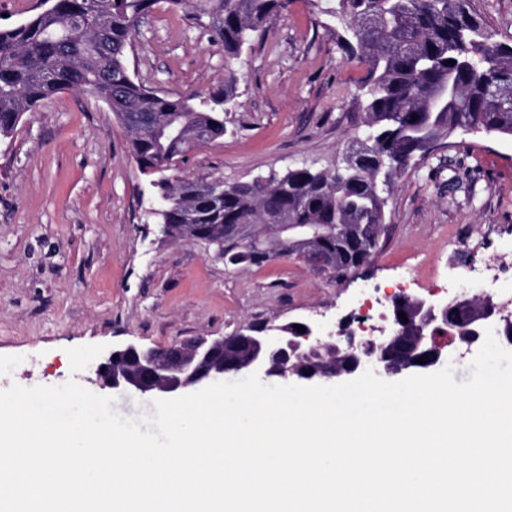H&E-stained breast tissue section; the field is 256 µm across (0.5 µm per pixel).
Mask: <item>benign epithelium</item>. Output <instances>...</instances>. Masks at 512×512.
<instances>
[{
    "label": "benign epithelium",
    "instance_id": "benign-epithelium-1",
    "mask_svg": "<svg viewBox=\"0 0 512 512\" xmlns=\"http://www.w3.org/2000/svg\"><path fill=\"white\" fill-rule=\"evenodd\" d=\"M225 236L242 245L261 246L271 261L290 254L317 257L325 232L310 224H227ZM404 313L402 321L398 313ZM392 326L385 336H365L339 326L302 321L290 333L252 324L230 337H196L164 349L129 344L112 351L96 366L104 389L128 396L167 399L199 391L224 378L258 373L262 380L296 378L318 384L358 377L370 368L384 381L411 373L434 372L450 349L471 347L495 337L512 347V330L502 307L488 296L461 293L451 300L391 298ZM424 357V363L415 360Z\"/></svg>",
    "mask_w": 512,
    "mask_h": 512
}]
</instances>
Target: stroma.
Instances as JSON below:
<instances>
[{
	"label": "stroma",
	"mask_w": 512,
	"mask_h": 512,
	"mask_svg": "<svg viewBox=\"0 0 512 512\" xmlns=\"http://www.w3.org/2000/svg\"><path fill=\"white\" fill-rule=\"evenodd\" d=\"M144 85L223 91L224 49L192 9L156 0L128 53ZM363 70L336 43V21L291 0L243 50L222 138L175 175L227 183L324 167L354 145ZM130 136L102 101L65 89L0 137V391L76 380L101 388L96 363L130 343L164 348L248 324L340 320L355 288L443 296L478 251L512 259V138L462 133L398 182L389 228L368 265L333 278L288 256L230 268L201 242L164 238ZM460 179L470 192L449 191Z\"/></svg>",
	"instance_id": "obj_1"
}]
</instances>
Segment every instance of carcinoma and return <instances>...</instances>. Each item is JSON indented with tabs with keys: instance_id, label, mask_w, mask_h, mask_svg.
<instances>
[{
	"instance_id": "1",
	"label": "carcinoma",
	"mask_w": 512,
	"mask_h": 512,
	"mask_svg": "<svg viewBox=\"0 0 512 512\" xmlns=\"http://www.w3.org/2000/svg\"><path fill=\"white\" fill-rule=\"evenodd\" d=\"M21 25L0 27V136L13 133L37 103L63 89L104 102L131 135L130 151L149 178L162 224L185 214L209 233L225 224H262L283 213L294 224H338L357 244L336 238L322 247L321 272L341 276L380 247L379 231L396 182L411 163L429 156L459 130L512 137V103L487 90L512 81V44L493 40L471 13L470 0H336L328 14L341 26L337 40L365 68L355 105L363 113L357 146L364 162L346 169L308 166L224 184L214 198L207 183L170 179L177 159L196 147L195 132L224 136V113L234 92L199 102L150 90L135 80L127 51L156 0H53ZM173 10L193 4L197 20L238 60L255 33L288 9L290 0H166ZM374 20L363 31L360 23ZM220 246L213 245V248ZM228 266L262 265L259 249L223 240Z\"/></svg>"
}]
</instances>
